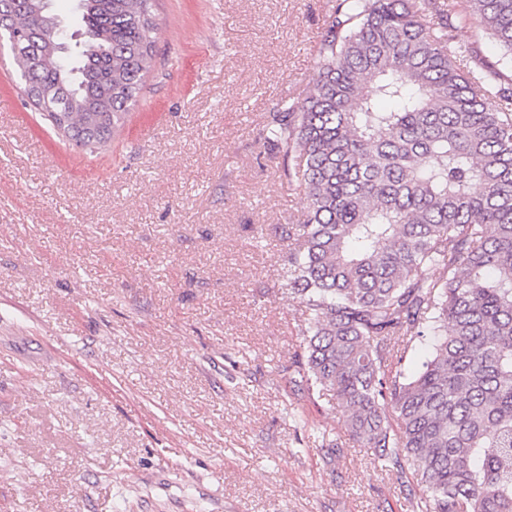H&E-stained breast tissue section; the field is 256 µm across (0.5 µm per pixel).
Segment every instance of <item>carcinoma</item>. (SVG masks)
I'll use <instances>...</instances> for the list:
<instances>
[{"instance_id": "cac0c4a2", "label": "carcinoma", "mask_w": 512, "mask_h": 512, "mask_svg": "<svg viewBox=\"0 0 512 512\" xmlns=\"http://www.w3.org/2000/svg\"><path fill=\"white\" fill-rule=\"evenodd\" d=\"M42 0H0L25 94L93 153L143 86L151 0H84L58 53ZM306 94L262 130L301 216L283 279L303 308L294 387L421 512H512V0H330ZM477 21L501 65L472 60Z\"/></svg>"}]
</instances>
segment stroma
<instances>
[{
	"mask_svg": "<svg viewBox=\"0 0 512 512\" xmlns=\"http://www.w3.org/2000/svg\"><path fill=\"white\" fill-rule=\"evenodd\" d=\"M154 13V67L97 153L0 48V512H413L289 379L281 226L304 195L261 133L304 95L328 0Z\"/></svg>",
	"mask_w": 512,
	"mask_h": 512,
	"instance_id": "stroma-1",
	"label": "stroma"
}]
</instances>
